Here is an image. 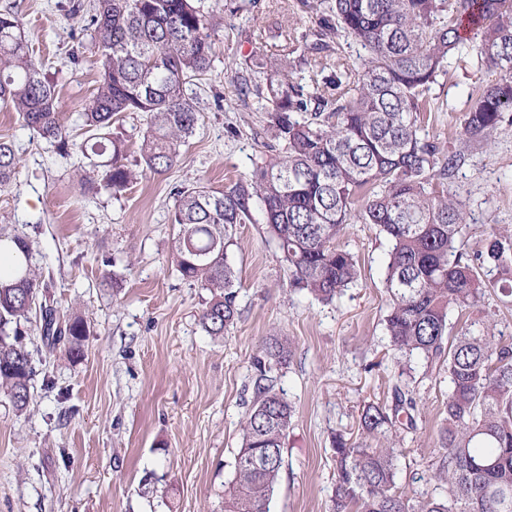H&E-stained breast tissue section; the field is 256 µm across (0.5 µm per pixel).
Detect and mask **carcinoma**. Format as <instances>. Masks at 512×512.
I'll return each instance as SVG.
<instances>
[{"instance_id": "1", "label": "carcinoma", "mask_w": 512, "mask_h": 512, "mask_svg": "<svg viewBox=\"0 0 512 512\" xmlns=\"http://www.w3.org/2000/svg\"><path fill=\"white\" fill-rule=\"evenodd\" d=\"M209 27L205 0H95L86 28L94 32L100 80L79 113L78 140L60 120L54 84L20 18L0 12V105L61 156L77 157L83 188L117 195L138 176L125 140L112 136L123 114H145L139 154L155 174L176 164L199 126L186 83L213 66ZM467 29L481 32L487 67L507 72L476 97L464 121L466 141L488 140L512 112V0H332L323 30L352 36L367 55L347 67L337 63L311 91L291 81L286 64L268 72L257 59L245 62V70L262 74L252 92L264 101L285 155L222 190L192 185L174 193L176 271L210 292L200 321L215 338L240 313L227 251L237 226L253 222V202L288 265L290 286L321 302L334 301L357 278L353 254L337 243L351 218L379 227L390 243L393 358L416 357L430 374L448 372L443 453L432 475L440 492L410 497L397 490L403 449L396 432L416 427L417 402L413 388L396 384L392 404L362 407L360 441L336 437L332 512H512V344L495 336L489 314L457 330L449 323L451 311L474 309L493 290L512 297V250L496 238L481 250L464 249V204L447 186L459 154L418 135L424 92ZM20 164L14 142L0 137L1 187ZM0 241L22 256L0 279V388L21 412L36 373L25 337L36 331L49 350L62 346L78 357L89 329L59 309L52 284L32 269L25 234L0 227ZM484 266L499 270L508 286L480 280ZM292 354L289 339L268 336L253 357L252 403L224 512H267L295 413L271 372Z\"/></svg>"}]
</instances>
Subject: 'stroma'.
<instances>
[{"label":"stroma","instance_id":"obj_1","mask_svg":"<svg viewBox=\"0 0 512 512\" xmlns=\"http://www.w3.org/2000/svg\"><path fill=\"white\" fill-rule=\"evenodd\" d=\"M77 4L83 12L72 13ZM92 4L0 0L50 67L57 110L73 129L100 78L83 30ZM206 4L213 68L187 86L202 120L169 171L142 173L117 195L81 193L54 146L0 107V136L22 157L15 180L0 188V225L29 235L36 273L53 282L62 310L90 330L79 358L27 337L37 374L26 411L16 412L0 391V512H222L251 405L252 358L272 334L293 344L275 377L295 415L269 512H331L337 436H356L363 404L391 399L400 369L385 330L388 243L373 225L345 227L339 242L354 255L359 277L325 304L290 287L254 209L253 223L239 226L228 249L241 315L220 338L200 324L210 293L182 280L172 263L173 193L196 183L224 188L269 159L273 133L256 100L240 90L241 64L255 55L275 68L287 64L293 82L309 88L337 60L355 64L365 54L347 35L329 38L324 52L308 51L329 0ZM283 44L291 50L285 59ZM498 77L466 42L426 91L432 110L419 131L462 154L448 188L465 205L471 251L491 231L512 239V119L490 141L460 144L479 89ZM409 378L417 428L399 433L397 485L416 496L433 488L448 377L426 375L415 358Z\"/></svg>","mask_w":512,"mask_h":512}]
</instances>
